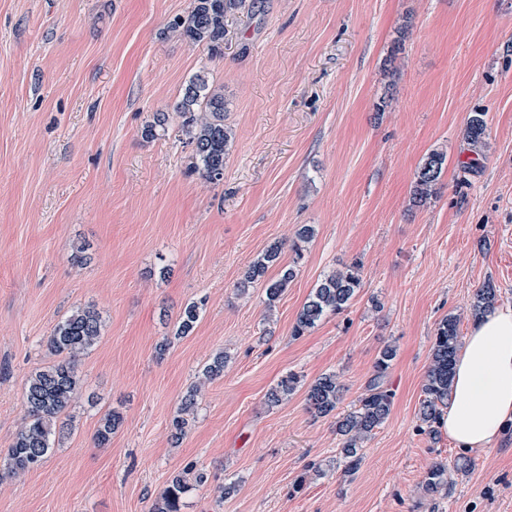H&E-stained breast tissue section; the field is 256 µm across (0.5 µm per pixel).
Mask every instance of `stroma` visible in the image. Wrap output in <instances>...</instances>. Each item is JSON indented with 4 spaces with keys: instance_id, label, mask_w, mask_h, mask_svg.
<instances>
[{
    "instance_id": "35a3bbf8",
    "label": "stroma",
    "mask_w": 512,
    "mask_h": 512,
    "mask_svg": "<svg viewBox=\"0 0 512 512\" xmlns=\"http://www.w3.org/2000/svg\"><path fill=\"white\" fill-rule=\"evenodd\" d=\"M191 3L0 0V453L25 421L30 373L54 359L55 324L86 305L103 318L80 365L97 405L77 401L43 465L0 482V512H149L190 462L208 481L182 512H512V428L449 471L445 497L425 475L464 454L419 430L437 323L452 313L468 333L488 284L512 306V0H260L227 18L217 57L167 30ZM199 74L223 86L234 132L217 183L175 110ZM158 112L167 123L144 138ZM474 112L488 139L467 171ZM435 149L447 155L436 195L411 207ZM304 224L315 236L298 260ZM276 242L297 275L269 309L263 285H235ZM355 260L348 309L292 336L314 285ZM200 299L193 332L171 340ZM387 345L392 412L348 475L336 419L308 411L305 386L337 375L346 413ZM220 351L223 376L173 442L182 397ZM291 372L303 387L268 406ZM112 410L123 423L98 445Z\"/></svg>"
}]
</instances>
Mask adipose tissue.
<instances>
[{"label": "adipose tissue", "instance_id": "1", "mask_svg": "<svg viewBox=\"0 0 512 512\" xmlns=\"http://www.w3.org/2000/svg\"><path fill=\"white\" fill-rule=\"evenodd\" d=\"M512 423V307L492 308L460 347L441 426L457 447L488 449Z\"/></svg>", "mask_w": 512, "mask_h": 512}]
</instances>
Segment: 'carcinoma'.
I'll return each instance as SVG.
<instances>
[{"label":"carcinoma","mask_w":512,"mask_h":512,"mask_svg":"<svg viewBox=\"0 0 512 512\" xmlns=\"http://www.w3.org/2000/svg\"><path fill=\"white\" fill-rule=\"evenodd\" d=\"M249 0H192L191 10L185 16L175 18L169 31L201 45L213 55L224 51L227 35V17L244 11H252ZM176 111L182 118V132L192 146L198 160L197 169L202 177L218 182L224 177V163L232 140V129L224 124L226 103L224 88L209 83L201 75L186 86ZM464 137L478 152L486 145L487 124L484 113L469 116ZM446 155L433 150L421 161L415 174L411 191V202L423 207L435 195V186L445 168ZM315 229L310 224L302 225L290 246L294 253L293 264L281 262L282 246L273 244L257 257L245 270L237 283L241 293L256 283L265 284L266 307H275L288 285L296 277V264L303 256L304 244L314 237ZM276 274L269 275L270 270ZM363 285L362 265L354 261L341 270L324 276L312 289L307 301L297 315L292 327V336L305 335L327 315L342 313L359 293ZM496 289L486 285L479 289L471 303L472 314L478 316L494 306ZM204 303L192 301L180 312L175 337L189 335L199 320ZM458 317L448 315L435 329L431 345L430 364L422 387L424 398L419 408V420L434 432L448 400L452 387V366L460 347ZM103 320L101 314L90 306L77 307L62 319L48 339V347L57 355L51 364L32 372L23 395L27 409V420L13 435L10 447L0 464V480L14 478L36 469L55 446L56 435L64 429L67 410L72 402L80 398L85 379L80 370V359L97 343L101 336ZM396 356L391 345L384 346L373 367L364 393L359 397L354 410L336 417V433L342 438L340 454L346 462V472L354 473L359 468L361 444L373 431L389 418L393 405V394L385 387V378ZM224 374V353L216 354L202 369V378L214 380ZM301 379L295 373L282 377L267 394V402L278 405L292 395L300 386ZM342 385L336 375L325 374L309 384L306 401L310 411L317 417H327L336 412L341 399ZM200 390L193 387L181 399L179 414L171 422L172 437L182 438L188 427L187 416L198 407ZM122 417L115 411L106 413L99 421L96 432L98 444L108 443L112 433L121 425ZM206 473L194 464L172 474L168 485L153 499L149 512H181L182 498L191 484H203ZM426 491L435 495L448 488V466L434 464L424 480Z\"/></svg>","instance_id":"obj_1"}]
</instances>
